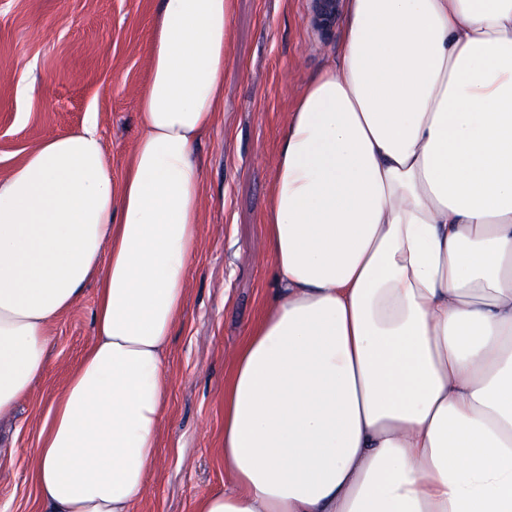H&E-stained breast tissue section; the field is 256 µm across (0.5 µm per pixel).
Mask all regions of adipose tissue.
<instances>
[{"label":"adipose tissue","instance_id":"obj_1","mask_svg":"<svg viewBox=\"0 0 512 512\" xmlns=\"http://www.w3.org/2000/svg\"><path fill=\"white\" fill-rule=\"evenodd\" d=\"M234 6L158 0L122 179L90 121L0 182V418L99 283L38 434V512H134L153 470ZM264 224L274 287L197 512H512V0H343Z\"/></svg>","mask_w":512,"mask_h":512}]
</instances>
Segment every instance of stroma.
I'll return each mask as SVG.
<instances>
[{"instance_id":"1","label":"stroma","mask_w":512,"mask_h":512,"mask_svg":"<svg viewBox=\"0 0 512 512\" xmlns=\"http://www.w3.org/2000/svg\"><path fill=\"white\" fill-rule=\"evenodd\" d=\"M157 0H0V181L46 139L95 120L113 177L138 136ZM338 26L313 0H236L224 108L196 155L204 173L200 249L170 349L167 428L134 512H196L224 488V382L273 286L263 216L289 112L336 59ZM96 288L54 322L51 365L0 424V505L37 512L30 483L43 405L62 391L93 335Z\"/></svg>"}]
</instances>
